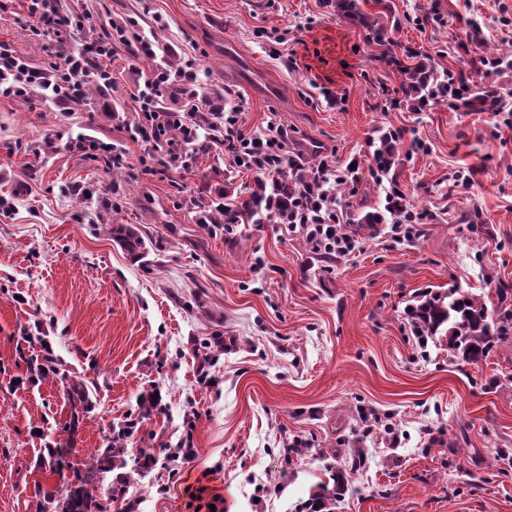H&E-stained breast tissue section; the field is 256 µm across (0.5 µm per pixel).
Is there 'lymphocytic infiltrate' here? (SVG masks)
Listing matches in <instances>:
<instances>
[{
	"label": "lymphocytic infiltrate",
	"mask_w": 512,
	"mask_h": 512,
	"mask_svg": "<svg viewBox=\"0 0 512 512\" xmlns=\"http://www.w3.org/2000/svg\"><path fill=\"white\" fill-rule=\"evenodd\" d=\"M34 36L46 38L52 61L37 68L17 55L10 44L0 41V97L30 100L40 97L46 104L70 110L85 100V85L96 81L112 85V71L102 65L121 48L134 54L156 56V44L132 17L110 19L104 34H86L76 48L67 46L68 35L84 31L88 14L63 7L62 0H26ZM196 81L192 69L168 71L158 66L142 83L135 85L132 99L139 105L138 120L125 126L126 139L148 146L159 174L192 168L199 154L206 153L228 161L238 169L270 177L284 165L297 166L296 155L288 149V132L276 118H269L263 134L243 130L239 114L216 109L205 111L204 104L190 90ZM349 170H336L330 159H322L310 171L318 194H300L293 203L282 230L305 239L317 254L346 255L354 248L353 239L343 229V213L329 182H347Z\"/></svg>",
	"instance_id": "obj_1"
}]
</instances>
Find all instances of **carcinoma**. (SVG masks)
Segmentation results:
<instances>
[{"instance_id": "carcinoma-1", "label": "carcinoma", "mask_w": 512, "mask_h": 512, "mask_svg": "<svg viewBox=\"0 0 512 512\" xmlns=\"http://www.w3.org/2000/svg\"><path fill=\"white\" fill-rule=\"evenodd\" d=\"M334 8L366 28L379 45L392 46V43L384 42L385 26L381 23V17L362 12L358 0H334ZM407 57L414 64L399 65L403 102H419L430 94L434 86L449 79L461 88L467 87L465 99L469 111H484L486 88L474 84L469 70L461 69L457 74L447 71L438 76L433 68L417 60V56L409 53ZM376 151L382 156L387 168L395 165L396 140L380 138ZM308 182V174L287 165L270 182L263 178L257 179L251 195L234 205L235 221L248 224L288 223V202ZM106 229L112 242L127 251L130 257L140 259L147 254L146 238L136 225L112 223L106 225ZM411 311L419 336L432 339L438 333L445 332L448 349L466 363L477 364L486 359L496 342L512 332V310H505L495 317L483 300L468 292L455 291L446 297L427 294L411 307ZM67 394L71 402L68 426L63 428V433L48 442L47 457L40 461V464H46L56 472L70 466L69 459L74 454L73 434L91 406L89 392L83 383L77 381L69 384ZM136 423L137 420L131 419L113 430L110 444L105 448L94 449L85 458L82 464L84 475L76 481L63 490L43 492L37 503L38 512H112V502L127 493L129 474L124 469L129 466L146 474L158 464L156 455L147 448L138 449V455L132 461H127V439ZM111 470L116 475L112 479L110 491L103 494L98 491L94 479L98 474ZM343 489V474H331L329 480L316 485V490L301 506L300 512H335L336 501Z\"/></svg>"}]
</instances>
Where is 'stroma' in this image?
<instances>
[{"instance_id": "1", "label": "stroma", "mask_w": 512, "mask_h": 512, "mask_svg": "<svg viewBox=\"0 0 512 512\" xmlns=\"http://www.w3.org/2000/svg\"><path fill=\"white\" fill-rule=\"evenodd\" d=\"M265 2L64 0L86 8L97 33L117 15L152 26L176 67L193 61L200 94L219 89L239 110L244 130L277 116L302 170L323 154L339 169L358 160L336 188L348 215L383 207L371 144L403 130L394 178L426 215L421 236L397 241L384 224L357 235L352 253L324 258L277 224L214 234L200 207L247 198L255 174L203 155L191 170L152 176L135 144L115 170L70 152L78 134L124 142L136 121L129 92L149 68L125 51L112 61V89L87 88L84 111L0 97V198L10 203L0 208V512H35V484L74 478L37 466L45 435L70 419L65 376L93 402L75 463L160 388L162 413L138 418L128 450L185 453L131 475L137 512H188L186 489L205 474L224 512H297L355 449L364 461L336 512H512V340L472 365L437 342L419 348L406 314L422 294L455 289L512 309V130L444 102L387 109L400 73L355 21L324 0ZM390 4L398 57L469 66V24L512 50V0ZM29 24L16 0L0 15V41L41 68L50 56ZM275 29L288 39L273 51L265 34ZM463 169L472 188L454 184ZM114 221L157 242L146 263L113 244ZM36 334L59 365L29 383L19 352ZM218 335L223 354L203 362V342Z\"/></svg>"}]
</instances>
